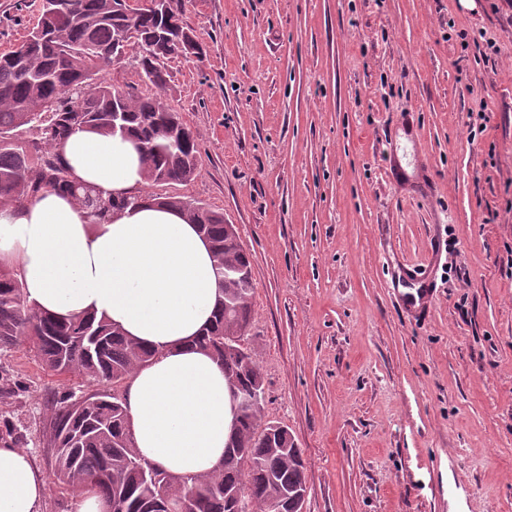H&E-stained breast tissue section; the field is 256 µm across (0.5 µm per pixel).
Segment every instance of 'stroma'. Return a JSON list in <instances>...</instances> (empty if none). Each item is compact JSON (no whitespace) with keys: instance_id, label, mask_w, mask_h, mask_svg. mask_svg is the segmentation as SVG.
Instances as JSON below:
<instances>
[{"instance_id":"obj_1","label":"stroma","mask_w":512,"mask_h":512,"mask_svg":"<svg viewBox=\"0 0 512 512\" xmlns=\"http://www.w3.org/2000/svg\"><path fill=\"white\" fill-rule=\"evenodd\" d=\"M41 0H0V53ZM204 54L165 98L252 264L264 418L306 512H512V7L188 0ZM407 178L390 172V148ZM92 384L0 348V423L43 471L58 397Z\"/></svg>"}]
</instances>
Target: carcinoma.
<instances>
[{"label": "carcinoma", "instance_id": "1", "mask_svg": "<svg viewBox=\"0 0 512 512\" xmlns=\"http://www.w3.org/2000/svg\"><path fill=\"white\" fill-rule=\"evenodd\" d=\"M64 10L36 27L44 38L15 62L0 54V206L21 207L46 190L74 197L94 223L138 202L136 196L103 198L68 178L56 146L75 130L112 132L116 123L139 144L145 180L184 184L200 162L197 138L165 100L167 62L202 57L203 46L183 20L185 0L169 6L129 8L122 0H62ZM125 37H120L122 28ZM132 54L141 81L154 88L117 87L102 79L104 66ZM164 203L183 211L212 244L221 298L195 344L224 368L239 398L265 393L251 348L242 344L251 321V262L240 239L228 233L224 214L178 195ZM29 340L41 363L108 388L62 396L50 421L48 447L53 482L80 496L102 497L112 512H165L186 502L189 512H301L307 467L287 428L263 419V404L237 402L236 426L221 469L206 475L143 470L131 436L124 397L117 388L155 352L127 339L93 316L59 319L27 301L14 267L0 262V347ZM235 339V351L224 343Z\"/></svg>", "mask_w": 512, "mask_h": 512}]
</instances>
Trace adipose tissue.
I'll use <instances>...</instances> for the list:
<instances>
[{
    "label": "adipose tissue",
    "mask_w": 512,
    "mask_h": 512,
    "mask_svg": "<svg viewBox=\"0 0 512 512\" xmlns=\"http://www.w3.org/2000/svg\"><path fill=\"white\" fill-rule=\"evenodd\" d=\"M58 152L73 180L106 197L138 196V206L101 224L54 191L0 208V260L16 268L38 312L91 315L154 350L126 391L143 458L179 475L217 469L234 418L223 369L195 344L219 294L208 242L179 210L145 193L132 139L79 130ZM47 490L23 449L0 446V512H41Z\"/></svg>",
    "instance_id": "1"
}]
</instances>
